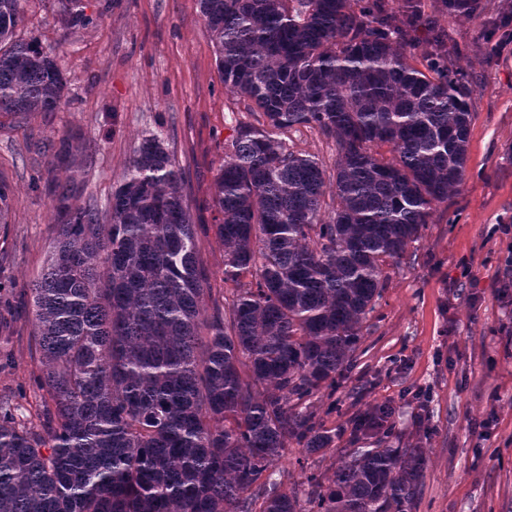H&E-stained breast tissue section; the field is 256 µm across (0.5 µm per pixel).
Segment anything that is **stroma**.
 <instances>
[{"instance_id": "stroma-1", "label": "stroma", "mask_w": 512, "mask_h": 512, "mask_svg": "<svg viewBox=\"0 0 512 512\" xmlns=\"http://www.w3.org/2000/svg\"><path fill=\"white\" fill-rule=\"evenodd\" d=\"M463 25L438 15L456 43V67L472 90L465 178L438 204L401 262L387 263L385 286L362 323V342L334 398L313 408L339 429L333 452L302 457L289 446L272 471L284 486L308 472L331 476L349 447L346 420L389 404L399 447L420 444L426 466L413 512H512V26L498 20L512 0H483ZM68 0H24L19 38L54 48L66 81L58 112L31 128L0 129V175L10 183L7 241L0 246V396L33 419L45 393L34 379L32 315L19 286L38 279L57 235L51 187L32 189L48 146L66 136L81 149L57 181L73 177L82 198L108 209L143 134H161L181 170L199 259L222 290L224 246L215 233L217 169L239 125L264 117L229 92L204 29L198 0H81L85 24H71ZM289 149L326 168L333 138L297 126ZM430 395L418 421L417 390ZM339 412H329L330 402Z\"/></svg>"}]
</instances>
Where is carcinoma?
<instances>
[{
    "mask_svg": "<svg viewBox=\"0 0 512 512\" xmlns=\"http://www.w3.org/2000/svg\"><path fill=\"white\" fill-rule=\"evenodd\" d=\"M21 3L0 0V119L26 126L59 110L65 81L53 49L14 39ZM199 7L224 87L266 119L238 126L214 180L224 280L238 288L209 287L158 134L142 136L106 215L57 184L58 238L22 294L48 398L35 422L0 400V512H411L418 447L344 453L328 487L306 476L307 510L269 469L292 443L331 450L336 430L310 400L336 393L386 260L463 181L470 90L448 66V31L425 0ZM479 9L440 0L455 20ZM297 125L335 140L334 174L279 138ZM11 193L0 178L4 230ZM390 414L357 413L351 441L392 436Z\"/></svg>",
    "mask_w": 512,
    "mask_h": 512,
    "instance_id": "carcinoma-1",
    "label": "carcinoma"
}]
</instances>
